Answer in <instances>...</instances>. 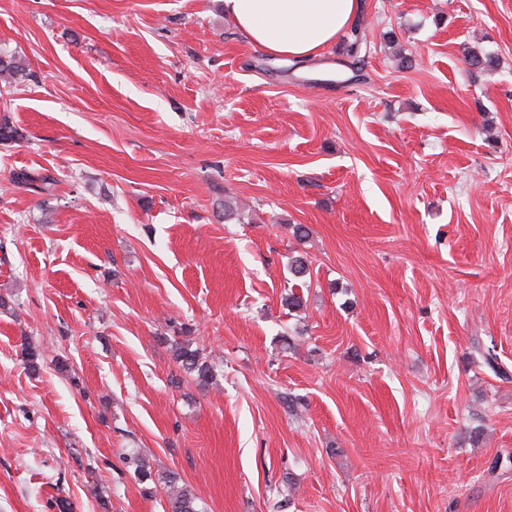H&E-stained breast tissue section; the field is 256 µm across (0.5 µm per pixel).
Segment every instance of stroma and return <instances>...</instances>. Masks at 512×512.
<instances>
[{
	"label": "stroma",
	"instance_id": "1",
	"mask_svg": "<svg viewBox=\"0 0 512 512\" xmlns=\"http://www.w3.org/2000/svg\"><path fill=\"white\" fill-rule=\"evenodd\" d=\"M355 21L278 61L224 0H0V512H164L133 452L204 512H512V0ZM26 62L17 55L0 50V81L13 84L26 74ZM53 179L48 175H42L32 171L15 172L12 178L13 184L18 187L34 193L48 191L53 184ZM189 340L175 339L171 351L175 363L187 374L193 376L199 386L214 384L215 370L202 356L198 348H192Z\"/></svg>",
	"mask_w": 512,
	"mask_h": 512
}]
</instances>
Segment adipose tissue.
I'll list each match as a JSON object with an SVG mask.
<instances>
[{
    "mask_svg": "<svg viewBox=\"0 0 512 512\" xmlns=\"http://www.w3.org/2000/svg\"><path fill=\"white\" fill-rule=\"evenodd\" d=\"M360 0H224L249 42L272 57L310 59L350 27Z\"/></svg>",
    "mask_w": 512,
    "mask_h": 512,
    "instance_id": "obj_1",
    "label": "adipose tissue"
}]
</instances>
